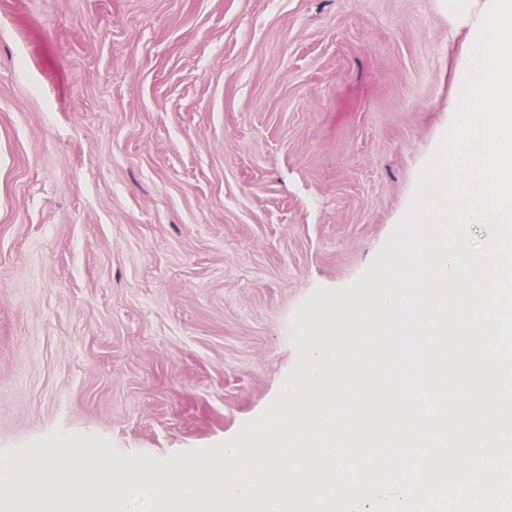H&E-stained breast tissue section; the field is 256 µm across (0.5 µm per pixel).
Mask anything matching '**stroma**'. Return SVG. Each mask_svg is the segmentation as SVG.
<instances>
[{
	"label": "stroma",
	"mask_w": 512,
	"mask_h": 512,
	"mask_svg": "<svg viewBox=\"0 0 512 512\" xmlns=\"http://www.w3.org/2000/svg\"><path fill=\"white\" fill-rule=\"evenodd\" d=\"M472 46L444 0H0V449L164 459L258 416Z\"/></svg>",
	"instance_id": "obj_1"
}]
</instances>
